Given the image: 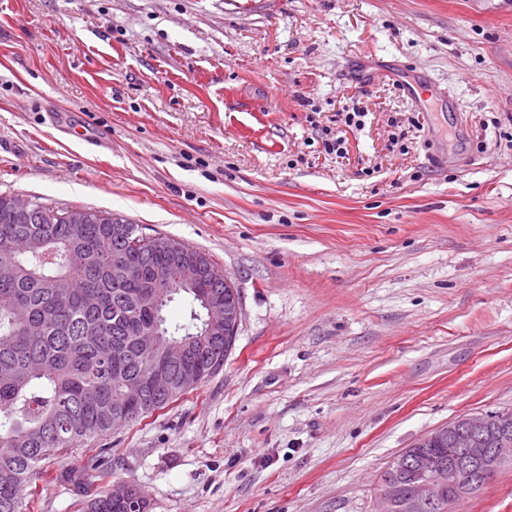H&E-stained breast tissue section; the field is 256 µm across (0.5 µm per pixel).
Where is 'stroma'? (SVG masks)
<instances>
[{"label": "stroma", "mask_w": 512, "mask_h": 512, "mask_svg": "<svg viewBox=\"0 0 512 512\" xmlns=\"http://www.w3.org/2000/svg\"><path fill=\"white\" fill-rule=\"evenodd\" d=\"M504 132L512 0H0V193L181 239L242 301L220 372L44 459L26 512L125 482L151 512H375L394 456L512 410ZM455 510L512 512V468Z\"/></svg>", "instance_id": "1"}]
</instances>
